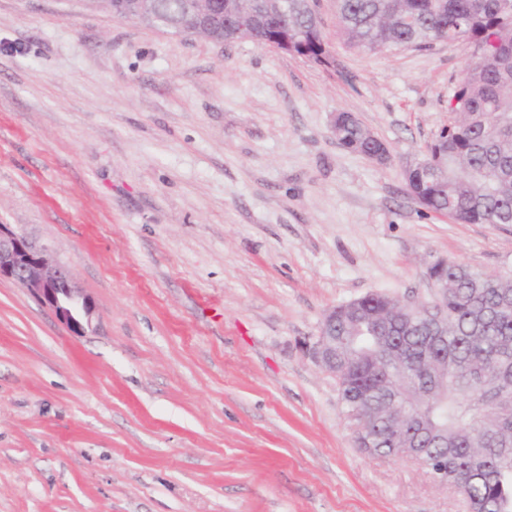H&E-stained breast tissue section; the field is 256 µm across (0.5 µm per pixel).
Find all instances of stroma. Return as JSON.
Segmentation results:
<instances>
[{
	"label": "stroma",
	"instance_id": "obj_1",
	"mask_svg": "<svg viewBox=\"0 0 512 512\" xmlns=\"http://www.w3.org/2000/svg\"><path fill=\"white\" fill-rule=\"evenodd\" d=\"M320 9L329 67L0 0V224L94 306L75 335L0 280V512H466L360 453L306 346L366 293L430 300L433 259L512 272V224L428 212L405 181L473 49L363 54ZM336 112L389 162L339 145Z\"/></svg>",
	"mask_w": 512,
	"mask_h": 512
}]
</instances>
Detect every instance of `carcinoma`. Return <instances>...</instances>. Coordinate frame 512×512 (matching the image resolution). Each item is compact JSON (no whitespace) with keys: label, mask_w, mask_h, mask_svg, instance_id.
Returning <instances> with one entry per match:
<instances>
[{"label":"carcinoma","mask_w":512,"mask_h":512,"mask_svg":"<svg viewBox=\"0 0 512 512\" xmlns=\"http://www.w3.org/2000/svg\"><path fill=\"white\" fill-rule=\"evenodd\" d=\"M297 33L309 20L308 0H276L264 8L252 35L276 36L280 11ZM336 25L359 51L429 50L468 39L486 54L466 71L452 99L454 125L435 144L466 169L444 175L425 156L407 178L409 192L429 212L462 224H512V0H336ZM297 52L321 62V41L299 37ZM345 148L369 156L383 144L361 122L346 119L335 132ZM438 301L447 314L442 338L401 319L384 328L387 295L371 293L336 307L337 350L347 362L339 395L368 394L379 433L383 409L397 402L413 417L406 394L432 400L434 420L447 427L445 448H426L430 471L457 468L453 480L468 512H512V275H491L463 264L448 267ZM384 337L383 370L374 365L375 337Z\"/></svg>","instance_id":"cac0c4a2"}]
</instances>
